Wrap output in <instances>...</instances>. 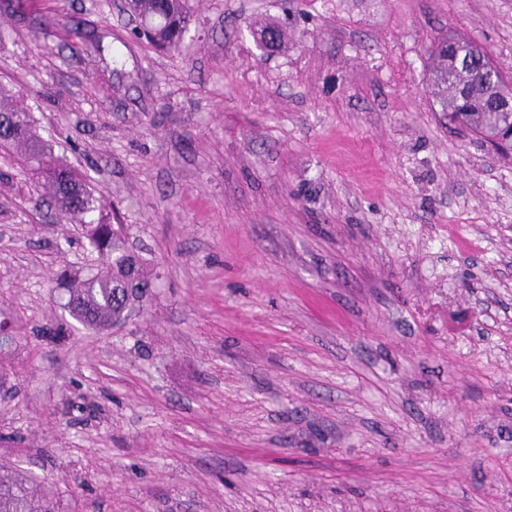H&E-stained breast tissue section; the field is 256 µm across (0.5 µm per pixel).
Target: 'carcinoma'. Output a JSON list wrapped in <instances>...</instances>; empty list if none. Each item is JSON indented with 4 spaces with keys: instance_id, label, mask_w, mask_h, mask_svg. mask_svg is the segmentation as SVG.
<instances>
[{
    "instance_id": "obj_1",
    "label": "carcinoma",
    "mask_w": 512,
    "mask_h": 512,
    "mask_svg": "<svg viewBox=\"0 0 512 512\" xmlns=\"http://www.w3.org/2000/svg\"><path fill=\"white\" fill-rule=\"evenodd\" d=\"M134 13L156 21L141 32L164 51L180 49L188 31L189 0H134ZM432 86L441 111L478 139L494 145L503 160L512 159V109L502 110L497 100L512 98V80L492 69L472 63L471 43L456 39L439 42L430 54ZM18 149L26 167L44 180L49 203L64 216L75 217L87 228L90 246L102 266L86 274L62 279L68 295L63 308L82 326L109 328L125 322L133 302L148 287L135 257L122 245L121 229L103 214L101 199L89 186L56 159L36 134L26 105L0 102V149ZM22 339V327L0 321V351ZM0 512H58L57 505L41 494L34 483L16 473L0 470Z\"/></svg>"
}]
</instances>
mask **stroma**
I'll return each instance as SVG.
<instances>
[{"label":"stroma","instance_id":"stroma-1","mask_svg":"<svg viewBox=\"0 0 512 512\" xmlns=\"http://www.w3.org/2000/svg\"><path fill=\"white\" fill-rule=\"evenodd\" d=\"M191 5L176 53L112 0H28L48 37L0 12V93L152 278L122 326L70 318L99 257L0 154V467L63 512H512V162L428 66L457 33L512 77V0Z\"/></svg>","mask_w":512,"mask_h":512}]
</instances>
